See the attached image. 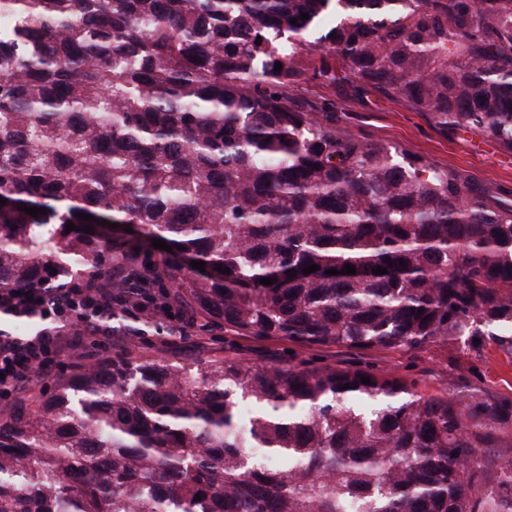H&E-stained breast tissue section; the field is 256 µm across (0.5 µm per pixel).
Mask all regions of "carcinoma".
Listing matches in <instances>:
<instances>
[{
	"instance_id": "1",
	"label": "carcinoma",
	"mask_w": 512,
	"mask_h": 512,
	"mask_svg": "<svg viewBox=\"0 0 512 512\" xmlns=\"http://www.w3.org/2000/svg\"><path fill=\"white\" fill-rule=\"evenodd\" d=\"M300 46L512 150V0H0V291L80 280L115 323L512 353V201L296 106ZM28 387L0 409V512H512L491 453L512 400L463 383L123 355Z\"/></svg>"
}]
</instances>
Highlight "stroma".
<instances>
[{"mask_svg": "<svg viewBox=\"0 0 512 512\" xmlns=\"http://www.w3.org/2000/svg\"><path fill=\"white\" fill-rule=\"evenodd\" d=\"M329 63L326 56L304 48L298 50L293 62L300 73L293 96L323 124L359 141L391 145L434 166L459 170L512 197V152L496 139L477 130L442 128L428 113L415 110L396 93L357 79L328 82L320 72ZM109 350L188 363L221 355L267 366L290 362L310 368L359 367L374 373L391 372L424 396L447 395L462 381L512 399V354H504L487 336L437 341L418 349L354 350L227 332L201 336L187 328L176 336L162 330L144 336H115Z\"/></svg>", "mask_w": 512, "mask_h": 512, "instance_id": "obj_1", "label": "stroma"}]
</instances>
